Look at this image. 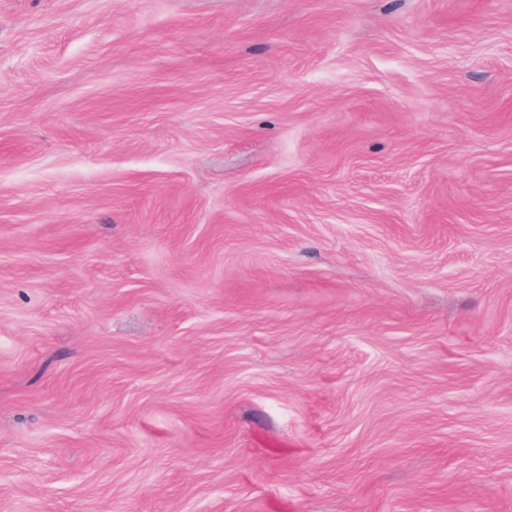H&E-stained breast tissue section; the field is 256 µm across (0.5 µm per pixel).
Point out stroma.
Masks as SVG:
<instances>
[{
  "label": "stroma",
  "instance_id": "1",
  "mask_svg": "<svg viewBox=\"0 0 512 512\" xmlns=\"http://www.w3.org/2000/svg\"><path fill=\"white\" fill-rule=\"evenodd\" d=\"M0 512H512V0H0Z\"/></svg>",
  "mask_w": 512,
  "mask_h": 512
}]
</instances>
